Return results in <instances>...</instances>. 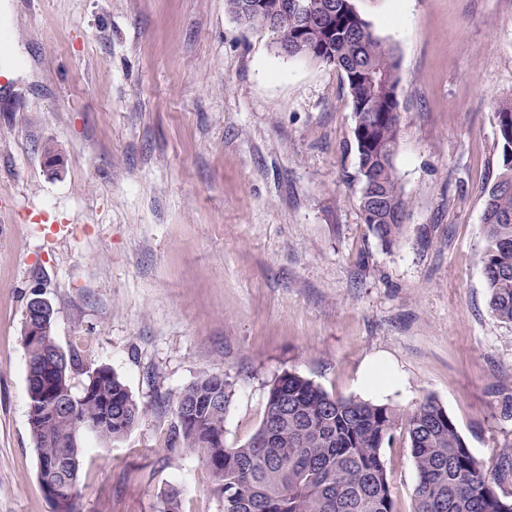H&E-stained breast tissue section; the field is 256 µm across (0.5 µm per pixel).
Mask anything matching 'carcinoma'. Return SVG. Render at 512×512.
I'll return each instance as SVG.
<instances>
[{"label": "carcinoma", "mask_w": 512, "mask_h": 512, "mask_svg": "<svg viewBox=\"0 0 512 512\" xmlns=\"http://www.w3.org/2000/svg\"><path fill=\"white\" fill-rule=\"evenodd\" d=\"M282 2L270 22L274 48L341 73L355 117L354 146L363 223L386 247L403 230L407 200L394 158L399 143L400 76L396 55L358 12L354 0H225L237 21L256 24L255 5ZM501 166L484 188V275L494 315L512 323V101L496 112ZM54 316L24 318L38 336L27 351L28 424L38 455L39 482L60 490L52 512H80L82 439H122L145 410L107 365L65 353L52 334ZM86 374L80 394L71 375ZM232 383L221 372L198 378L174 409L173 435L213 473L224 512H395L383 450L405 429L416 468L413 512H512V500L493 489L496 473L470 452L453 419L427 397L403 415L385 404L336 397L295 372L276 377L253 436L224 445V414Z\"/></svg>", "instance_id": "carcinoma-1"}]
</instances>
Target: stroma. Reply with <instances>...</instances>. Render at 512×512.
<instances>
[{"label":"stroma","mask_w":512,"mask_h":512,"mask_svg":"<svg viewBox=\"0 0 512 512\" xmlns=\"http://www.w3.org/2000/svg\"><path fill=\"white\" fill-rule=\"evenodd\" d=\"M355 0L401 82L395 168L409 202L385 248L364 224L351 100L334 68L274 52L224 0H0V512H51L28 426L26 303L108 364L146 417L86 437L81 512H224L209 468L170 449L188 385H233L224 443L243 445L292 371L361 397L366 362L399 385L371 402L447 410L497 469L512 448V323L489 306L483 189L512 100V0ZM62 157L46 166L44 146ZM412 512L405 431L384 450Z\"/></svg>","instance_id":"obj_1"}]
</instances>
